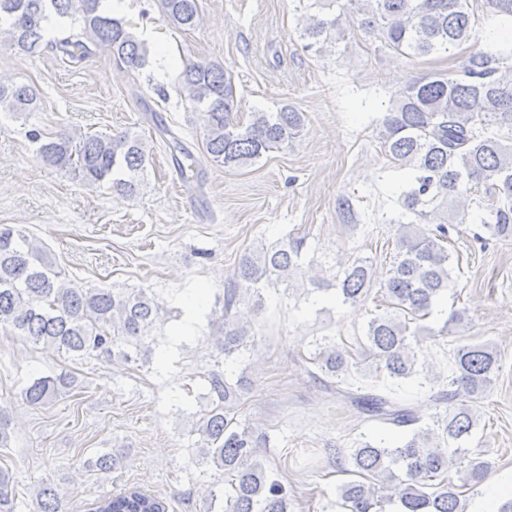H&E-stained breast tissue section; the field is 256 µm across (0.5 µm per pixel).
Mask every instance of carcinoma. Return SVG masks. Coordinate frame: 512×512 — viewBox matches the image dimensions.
Masks as SVG:
<instances>
[{
  "mask_svg": "<svg viewBox=\"0 0 512 512\" xmlns=\"http://www.w3.org/2000/svg\"><path fill=\"white\" fill-rule=\"evenodd\" d=\"M101 0H0V42L32 52L43 40L44 24L53 13L79 24L78 31L55 42L70 61L103 49L132 69L146 63L148 50L126 23L100 10ZM174 26L190 30L200 22L198 0H159ZM345 17L332 20L311 15L301 5L299 37L304 48L364 35L394 54L421 57L449 55L469 41L480 15L512 19V0H345ZM181 93L204 113V157L217 166L242 168L268 152L295 142L305 116L284 104L274 112H253L245 125L236 120L232 78L211 63L185 66ZM36 93L28 85L0 81V112L18 117L33 111ZM29 138L38 144L37 158L86 187L111 184L137 192L146 168L147 147L127 132L82 134L61 132L46 137L37 129ZM378 140L389 159L412 170L401 206L415 220L399 224L388 268L378 270L369 258L339 263L333 282L342 303L356 304L373 290L381 292L384 311L372 317L365 340L352 352L330 337L313 342L312 361L342 395L360 421L407 428L398 443L358 440L340 458L341 471L352 479L337 487L347 512H464L460 489L482 481L486 464L465 454L464 445L479 425L469 407L487 393L500 369L495 347L488 343L457 346L448 358L451 390L431 395L445 405L433 425L423 427L409 400L394 386L422 375L421 336L433 306L448 294L453 270L448 253L450 224H461L477 206L487 213L484 226L495 238L512 237V49L475 51L462 62L456 77L434 73L414 78L395 94L378 120ZM181 178H195L201 160L188 151L174 156ZM303 237L287 235L262 244L240 259L227 286L221 315L219 349L229 358L240 352L248 335L249 311L262 307V291L289 290L291 279L305 276ZM160 306L147 288H82L62 277L43 244L23 230L0 225V326L37 346H55L78 359L150 363L145 339ZM375 362L384 391L348 387L360 373V360ZM211 409L197 433L206 448L203 461L224 469L231 492L222 512H288V487L253 461L266 444L241 420L245 379L230 384L223 374L208 375ZM71 377L59 374L34 380L22 391L23 401L40 407L70 391ZM457 468L461 484L448 482ZM41 512H59L58 493L50 483L37 490ZM11 475L0 469V512H15ZM93 512H166V504L138 489L118 492L95 502Z\"/></svg>",
  "mask_w": 512,
  "mask_h": 512,
  "instance_id": "cac0c4a2",
  "label": "carcinoma"
}]
</instances>
